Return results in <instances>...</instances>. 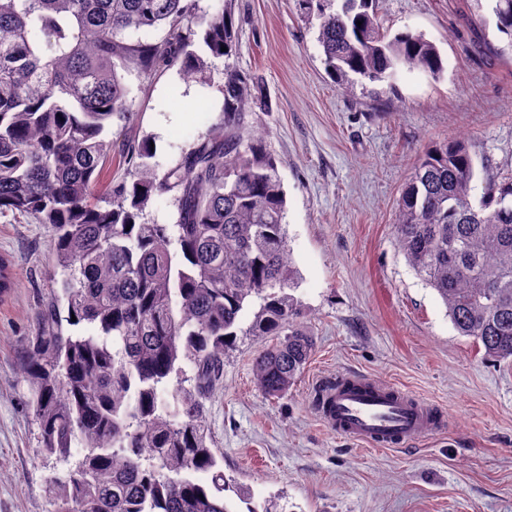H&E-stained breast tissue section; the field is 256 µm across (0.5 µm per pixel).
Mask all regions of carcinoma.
Returning <instances> with one entry per match:
<instances>
[{
  "mask_svg": "<svg viewBox=\"0 0 512 512\" xmlns=\"http://www.w3.org/2000/svg\"><path fill=\"white\" fill-rule=\"evenodd\" d=\"M299 2L342 85L443 71L423 35L383 30L374 0ZM493 14L512 48V0H495ZM158 28L160 40L141 39ZM234 40L231 9L198 20L195 0H0V214L44 225L62 271L20 363L42 452L80 453L51 480L56 512H233L227 490L247 512H282L213 472L205 411L237 336L275 337L254 358L270 397L288 392L315 348L288 294L296 271L277 160L244 126L265 109L263 83L225 64L224 121L163 172L148 140H112V126L134 122L121 72L195 79ZM114 149L124 173L104 186ZM474 177L463 140L424 149L396 242L458 333L486 359L512 362V174L485 172L476 205ZM167 196L175 223L144 221ZM10 267L0 255V294L15 288ZM210 471L209 485L193 478Z\"/></svg>",
  "mask_w": 512,
  "mask_h": 512,
  "instance_id": "cac0c4a2",
  "label": "carcinoma"
}]
</instances>
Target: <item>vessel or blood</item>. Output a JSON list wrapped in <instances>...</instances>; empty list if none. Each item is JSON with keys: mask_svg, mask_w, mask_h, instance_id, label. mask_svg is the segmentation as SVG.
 I'll return each mask as SVG.
<instances>
[{"mask_svg": "<svg viewBox=\"0 0 512 512\" xmlns=\"http://www.w3.org/2000/svg\"><path fill=\"white\" fill-rule=\"evenodd\" d=\"M319 413L337 433L372 447H390L441 429L435 406L371 377L340 372L322 383Z\"/></svg>", "mask_w": 512, "mask_h": 512, "instance_id": "1", "label": "vessel or blood"}]
</instances>
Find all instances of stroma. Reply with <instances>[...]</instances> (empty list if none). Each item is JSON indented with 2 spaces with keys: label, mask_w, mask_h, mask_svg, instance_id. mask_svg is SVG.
Masks as SVG:
<instances>
[{
  "label": "stroma",
  "mask_w": 512,
  "mask_h": 512,
  "mask_svg": "<svg viewBox=\"0 0 512 512\" xmlns=\"http://www.w3.org/2000/svg\"><path fill=\"white\" fill-rule=\"evenodd\" d=\"M389 33L423 34L444 71L396 86L328 74L317 27L297 0H232L234 65L262 79L268 109L248 116L286 191L285 224L299 322L316 341L280 397L254 383L265 340L241 336L224 357L206 415L224 474L255 504L286 512H512V363L484 359L459 335L394 234L400 193L426 147L460 138L476 169L512 172V55L491 0H376ZM482 15L487 25L475 24ZM135 121L119 138H150L166 169L220 122L224 62L202 78L125 73ZM17 286L0 301V512H55L47 488L68 464L46 457L17 371L40 303L58 291L44 225L0 214V254ZM349 371L434 404L442 433L396 448L357 444L312 407L316 383Z\"/></svg>",
  "instance_id": "obj_1"
}]
</instances>
